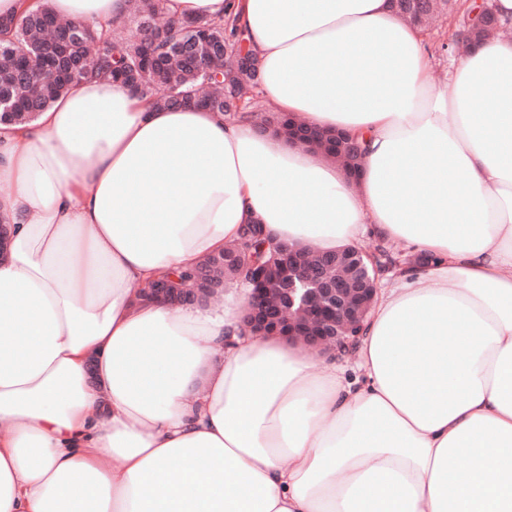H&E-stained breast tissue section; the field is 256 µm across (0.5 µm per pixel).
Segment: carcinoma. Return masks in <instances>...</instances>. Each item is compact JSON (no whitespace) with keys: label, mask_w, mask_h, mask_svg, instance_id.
Listing matches in <instances>:
<instances>
[{"label":"carcinoma","mask_w":512,"mask_h":512,"mask_svg":"<svg viewBox=\"0 0 512 512\" xmlns=\"http://www.w3.org/2000/svg\"><path fill=\"white\" fill-rule=\"evenodd\" d=\"M470 8L457 0H416V7L396 10L416 26L436 15L459 27ZM126 36L100 33L93 26L58 17L47 0L25 7L3 24L0 38V122L25 123L46 110L71 85L111 79L163 107L201 105L233 118L250 116L265 127L288 134L284 116L259 109L258 81L243 86L237 51L243 40L227 21L175 19L165 0H129ZM246 253L255 271L271 265V248L263 237L239 238L224 252L199 264L208 272L204 300L224 293V284L244 265L230 259Z\"/></svg>","instance_id":"cac0c4a2"}]
</instances>
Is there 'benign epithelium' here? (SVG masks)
Returning <instances> with one entry per match:
<instances>
[{"label": "benign epithelium", "instance_id": "obj_1", "mask_svg": "<svg viewBox=\"0 0 512 512\" xmlns=\"http://www.w3.org/2000/svg\"><path fill=\"white\" fill-rule=\"evenodd\" d=\"M477 4L476 23L466 24L455 38L468 51L476 49L479 43L471 37V30L485 28L492 34L501 25L488 0H477ZM275 258L282 263L283 287L270 288L264 276L255 277L247 306L248 319L244 321L246 328L254 335L263 336L268 329L278 326L284 298L288 303V337L319 352L352 346L377 289L368 287L367 278L357 274L330 281L319 267L292 250L286 254L278 252ZM143 296L166 303L172 301L177 306L181 301L197 302L198 289L178 288L171 278L164 276L144 289Z\"/></svg>", "mask_w": 512, "mask_h": 512}]
</instances>
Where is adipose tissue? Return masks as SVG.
I'll return each mask as SVG.
<instances>
[{"instance_id":"obj_1","label":"adipose tissue","mask_w":512,"mask_h":512,"mask_svg":"<svg viewBox=\"0 0 512 512\" xmlns=\"http://www.w3.org/2000/svg\"><path fill=\"white\" fill-rule=\"evenodd\" d=\"M50 4L106 28L128 0ZM166 9L232 20L264 107L355 136L360 175L104 79L0 124V512H512V38L438 86L390 0ZM253 221L404 261L319 372L245 331L243 278L137 301ZM197 288H177L171 278L164 276L152 282L148 288H144L143 296L146 299L166 302L172 306H179L197 302ZM174 301L173 304L169 303ZM183 301V304H179Z\"/></svg>"}]
</instances>
